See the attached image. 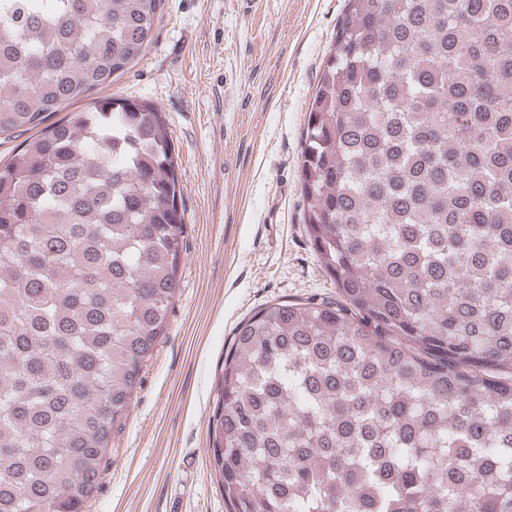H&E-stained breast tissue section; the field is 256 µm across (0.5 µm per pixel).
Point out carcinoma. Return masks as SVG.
<instances>
[{
    "instance_id": "obj_1",
    "label": "carcinoma",
    "mask_w": 512,
    "mask_h": 512,
    "mask_svg": "<svg viewBox=\"0 0 512 512\" xmlns=\"http://www.w3.org/2000/svg\"><path fill=\"white\" fill-rule=\"evenodd\" d=\"M162 0H0V512H83L184 254L155 105L96 98ZM303 224L340 300L235 329L209 444L230 512H512V0H348Z\"/></svg>"
}]
</instances>
